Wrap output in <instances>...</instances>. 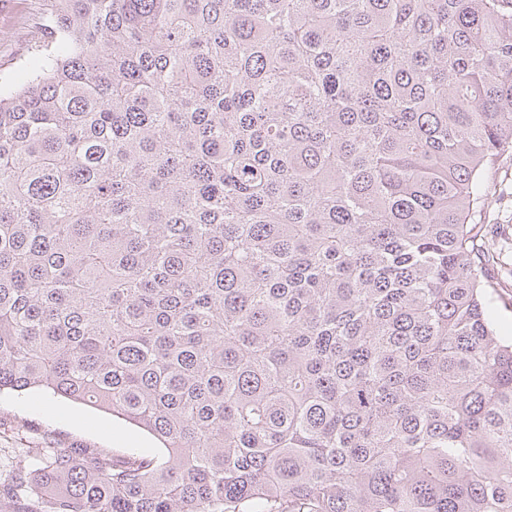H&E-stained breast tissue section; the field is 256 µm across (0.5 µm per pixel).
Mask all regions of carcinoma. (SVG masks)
<instances>
[{"instance_id":"cac0c4a2","label":"carcinoma","mask_w":512,"mask_h":512,"mask_svg":"<svg viewBox=\"0 0 512 512\" xmlns=\"http://www.w3.org/2000/svg\"><path fill=\"white\" fill-rule=\"evenodd\" d=\"M0 92V392L57 445L0 512H512L480 249L512 0H43ZM23 418L24 427H18ZM55 443L69 448H108L120 455L131 449L160 453L150 436L122 420L39 389L0 394V478L34 448Z\"/></svg>"}]
</instances>
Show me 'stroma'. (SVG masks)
Returning <instances> with one entry per match:
<instances>
[{"label":"stroma","instance_id":"1","mask_svg":"<svg viewBox=\"0 0 512 512\" xmlns=\"http://www.w3.org/2000/svg\"><path fill=\"white\" fill-rule=\"evenodd\" d=\"M41 0H0V86L26 79L25 63L40 46L36 15ZM487 235L504 247L501 262L487 270L493 327L512 339V159L504 160L496 190L483 216ZM57 443L71 448H107L120 455L134 449L159 453L150 436L112 415L31 389L0 393V478L36 448Z\"/></svg>","mask_w":512,"mask_h":512}]
</instances>
